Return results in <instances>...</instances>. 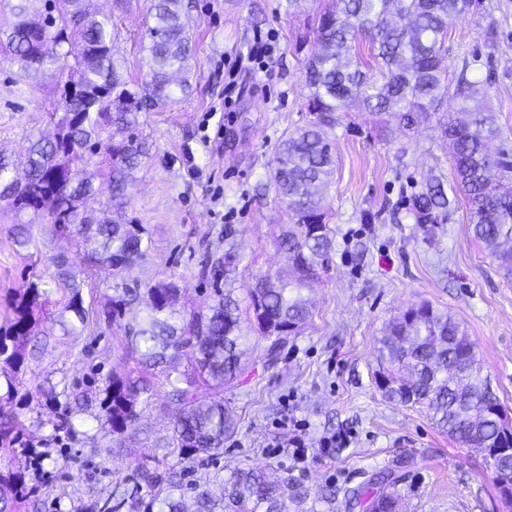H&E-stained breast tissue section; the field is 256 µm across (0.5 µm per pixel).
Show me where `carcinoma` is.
I'll return each instance as SVG.
<instances>
[{"mask_svg": "<svg viewBox=\"0 0 512 512\" xmlns=\"http://www.w3.org/2000/svg\"><path fill=\"white\" fill-rule=\"evenodd\" d=\"M28 0L15 6L17 21L0 32L6 48L24 73L52 65L77 75L78 89L69 93L57 84L61 99L71 106L74 120L54 136L30 141L23 157L13 161L0 154V201L17 218L14 243H33L22 216L47 212L58 232L75 240L78 249L112 278L114 295L95 322L105 320L122 334L124 349L135 357L141 375L112 373L102 400L105 425L122 437L139 422L142 403L151 390L155 368L170 364L190 350L194 364L188 372L166 375L170 396L180 406L166 447L181 460L209 455L224 447L237 428L224 406V386L241 370V347L248 341L241 315H252L257 332L270 345L266 357L296 333L312 314L304 291L328 266L333 248L327 211L316 198L336 165L327 130L340 114L355 107L383 116L375 135L386 141L436 108L447 96L459 109L441 128L454 162L453 185L426 183L413 195L419 221L434 223L451 206L449 196L463 194L469 205L473 237L512 277V160L492 153L490 144L501 136L496 113L485 105V91L470 78L468 56L454 69L446 63L445 42L454 24L473 9L491 6L483 0H327L315 14L311 31L319 48L304 57L307 113L313 119L277 146L271 179L286 204L291 223L281 227L278 247L288 253V268L255 282L247 306L232 288L240 256L232 234H219L208 245L200 278L212 286L207 312L186 314L177 309L179 288L173 279L129 287L123 273L145 261L152 248L139 224H119L106 216L88 217L95 202L92 179L105 177L112 206L125 204L134 173L146 156L139 134L138 114L158 110L186 92L173 74L187 65L191 39L181 21L182 0H150L154 25L147 29L150 80H130L112 55V21L96 17L86 0H43L41 20L27 18ZM62 281L31 282L12 300L14 318L0 328V378L7 392L27 347L39 342L42 300L64 287L68 302L59 324L68 335L90 327L81 285L70 279L67 259L58 256ZM147 298L140 318L126 319L127 309ZM386 365L380 389L405 404H423L436 427L460 444L486 448L484 464L498 490L512 485V451L500 435L496 410L502 407L475 367L476 355L468 338L449 315L429 305L406 311L379 339ZM210 390L200 396L197 388ZM17 417L0 413V449L18 459V466L0 471V512H15L18 500L35 493L25 486L23 473L33 459L16 433ZM403 462L371 473L356 488L343 491L345 507L366 506V512H399L394 488L403 479ZM219 483L220 496L211 485ZM166 491H161V486ZM135 488L147 489L157 512H299L310 491L287 478L270 480L256 468H239L219 476L204 475L184 488L174 472L161 475L141 466ZM194 493L193 507L185 493Z\"/></svg>", "mask_w": 512, "mask_h": 512, "instance_id": "1", "label": "carcinoma"}]
</instances>
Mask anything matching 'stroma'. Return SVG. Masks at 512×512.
<instances>
[{
	"instance_id": "stroma-1",
	"label": "stroma",
	"mask_w": 512,
	"mask_h": 512,
	"mask_svg": "<svg viewBox=\"0 0 512 512\" xmlns=\"http://www.w3.org/2000/svg\"><path fill=\"white\" fill-rule=\"evenodd\" d=\"M491 15L467 16L450 31L447 63L476 56L472 71L498 115L502 134L493 148L512 153V0H491ZM183 20L193 54L176 73L188 90L163 109L141 113L139 131L149 143L116 220L143 225L153 242L146 262L124 274L141 285L168 276L181 288L186 309L206 306L210 290L197 276L198 254L216 233L231 229L243 260L236 286L285 267L273 243L288 210L269 182L278 142L306 121L305 72L293 45L318 0H183ZM148 0H89L90 11L112 18L113 56L125 74L142 80L141 37L153 19ZM497 22L501 42L484 47V30ZM270 51L249 60L255 41ZM233 86L225 94V86ZM59 93L51 71L22 80L19 64L0 53V151L24 153L32 136H51ZM454 109L452 99L413 131L384 142L374 134L380 117L358 109L330 133L336 169L325 192L334 247L329 267L307 295L312 315L290 337L275 364L267 340L253 335L244 373L224 389V403L239 420L237 431L207 462L176 464L163 444L177 416L165 378L137 428L113 439L101 427L100 401L108 376L135 369L121 334L107 323L80 336L45 324L47 344L28 349L14 393L0 390V410L17 415L19 435L47 459L25 473L35 495L18 512H98L115 504L112 492L132 489L133 471L177 466L184 481L238 466L265 469L316 490L361 483L365 473L404 462L398 490L402 512H512L503 504L483 457L458 445L433 425L426 408L386 398L377 386L382 369L378 340L394 318L426 302L466 330L487 376L512 412V280L496 271L476 244L467 205L458 201L446 218L418 222L408 202L432 178L450 181L452 159L436 129ZM13 215L0 202V326L13 317L12 299L39 278L57 277V255L82 284L83 304L99 311L112 289L103 272L82 261L73 240L49 218L37 217L35 245L22 250L11 237ZM80 394V407L66 405ZM305 425L308 457L288 449V423ZM344 432L345 447L321 450L322 437Z\"/></svg>"
}]
</instances>
